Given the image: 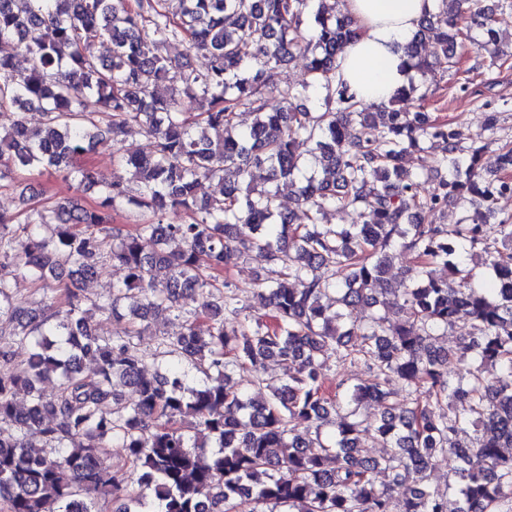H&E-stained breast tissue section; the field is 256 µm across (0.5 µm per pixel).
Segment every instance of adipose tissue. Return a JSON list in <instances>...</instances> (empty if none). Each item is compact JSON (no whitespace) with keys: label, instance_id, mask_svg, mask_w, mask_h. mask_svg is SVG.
Instances as JSON below:
<instances>
[{"label":"adipose tissue","instance_id":"1","mask_svg":"<svg viewBox=\"0 0 512 512\" xmlns=\"http://www.w3.org/2000/svg\"><path fill=\"white\" fill-rule=\"evenodd\" d=\"M439 7L440 0H343L358 35L342 55L338 79L357 98L389 101L407 82L404 46Z\"/></svg>","mask_w":512,"mask_h":512}]
</instances>
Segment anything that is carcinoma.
Segmentation results:
<instances>
[{"label": "carcinoma", "mask_w": 512, "mask_h": 512, "mask_svg": "<svg viewBox=\"0 0 512 512\" xmlns=\"http://www.w3.org/2000/svg\"><path fill=\"white\" fill-rule=\"evenodd\" d=\"M497 22L482 0H441L406 46L421 80L366 104L336 80L356 31L330 0H0V44L28 61L19 72L14 56L0 55V183L38 171L77 190L90 181L77 159L104 136L137 127L153 140L148 155L117 157L130 177L103 184L92 203L30 197L21 214L0 211L6 512H393L375 483L381 470L410 485L398 512H448V492L428 487L439 457L457 464L456 512H512V215L496 207L512 192V141L487 166L483 147L462 146L425 108L428 78L454 67L465 42L495 43ZM430 37L439 46L431 59L422 53ZM99 40L112 44L110 59L94 55ZM170 40L186 52L155 51ZM297 54L310 77L303 90H325L322 110L276 81ZM89 94L101 112H85ZM413 97L415 111L396 107ZM30 110L42 115L36 131L24 120ZM241 111L255 121L239 133ZM298 138L319 168L307 171ZM427 142L441 146L435 166L406 168L407 153ZM205 180L220 191L200 200ZM278 180L300 183L307 223L279 211ZM124 203L138 217L129 230L112 224ZM450 204L459 223L422 221ZM349 207L362 223H323L328 210ZM178 211L189 220L165 221ZM397 246L413 256L402 272L409 285L383 303ZM231 251L266 261L258 297L269 313H246L221 280ZM478 251L492 288L476 287L464 263ZM112 262L122 283L84 307L73 285ZM19 277L43 290L29 307L13 302ZM203 288L201 312L180 307ZM360 306L372 312L357 322ZM94 309L127 320L128 333L98 335ZM154 319L163 374L149 372L133 341L136 325ZM460 323L469 330L456 346L438 342ZM16 347L28 348L26 362L15 361ZM330 355L361 372L334 397L323 385ZM272 359L284 377L257 378L270 396L255 403L229 370L259 371ZM50 379L48 398L40 385ZM392 380L408 395L403 405L392 401ZM370 403L380 408L373 416L361 412ZM467 428L476 438L463 446ZM365 436L389 452L368 456ZM109 443L123 461L107 460Z\"/></svg>", "instance_id": "carcinoma-1"}]
</instances>
